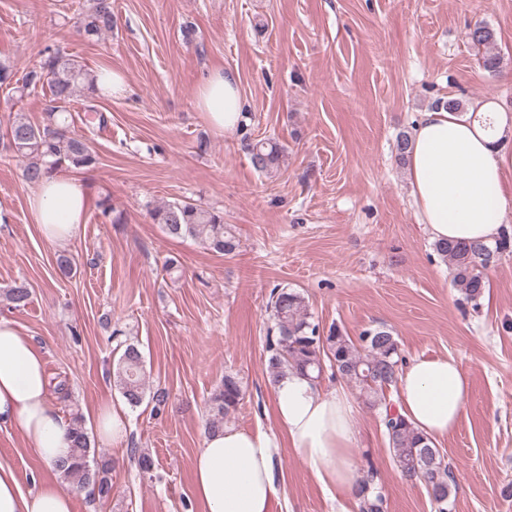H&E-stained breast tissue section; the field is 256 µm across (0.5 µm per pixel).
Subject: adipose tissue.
I'll return each mask as SVG.
<instances>
[{
	"instance_id": "adipose-tissue-1",
	"label": "adipose tissue",
	"mask_w": 512,
	"mask_h": 512,
	"mask_svg": "<svg viewBox=\"0 0 512 512\" xmlns=\"http://www.w3.org/2000/svg\"><path fill=\"white\" fill-rule=\"evenodd\" d=\"M197 101L216 130L235 129L245 109L237 73L213 69ZM408 161L413 201L434 241L489 242L499 235L512 208L504 188L512 165L511 113L485 101L466 112H426L412 133ZM88 197L85 182L59 172L38 183L27 203L43 237L64 244L79 235ZM467 387L456 359H415L397 374L398 411L429 438L447 437L463 415ZM272 391L278 431L228 426L205 435L193 459L194 495L205 512H274L283 494L285 443L325 487L353 497L349 397L321 390L293 370ZM8 428L20 430L49 466L70 448L71 423L50 403L42 355L13 320L0 318V430ZM0 512H74V501L54 480L23 492L13 470L0 464Z\"/></svg>"
}]
</instances>
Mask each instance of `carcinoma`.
Instances as JSON below:
<instances>
[{
  "label": "carcinoma",
  "mask_w": 512,
  "mask_h": 512,
  "mask_svg": "<svg viewBox=\"0 0 512 512\" xmlns=\"http://www.w3.org/2000/svg\"><path fill=\"white\" fill-rule=\"evenodd\" d=\"M114 15L112 0H89L83 16L85 36L99 38L112 31ZM472 44L483 50L482 63L486 71L494 73L501 67L500 56L493 52L494 33L480 23L470 31ZM48 86L50 92L49 122L34 126L20 117L7 128V140L0 143L3 149L21 154L29 159L23 169V178L37 184L47 175L61 169L90 170L98 158L89 140L75 135L64 117L66 104L83 88L96 94L94 76L78 60L49 47L41 51L39 64L23 77V87L38 84ZM253 167L266 175L280 169L283 149L271 139L248 144ZM153 223L172 238L199 240L218 254L230 255L239 247L231 226L224 223V214L213 208H204L189 201H172L149 211ZM435 251L448 263L452 284L464 298L478 303L487 288L486 271L504 252L512 248V238L502 237L492 246L483 241L436 242ZM14 307H23L30 298V289L24 282L14 285L5 293ZM267 309L275 324L276 334L267 337L269 381H274L289 369L320 377L323 360L356 390L364 403L383 414V424L389 447L392 448L397 467L408 481H419L438 512H448L454 477L444 457L434 443L418 431L402 415L390 414L392 405L387 401V391L396 386L399 365L398 344L391 330L385 327L364 331L353 340L331 327L320 331L319 325L310 322L304 297L292 288L276 287L271 292ZM124 330H112V340L119 357L112 365L113 384L127 403L139 406L145 396L144 361L139 348L123 339ZM243 399L240 381L233 375L224 381L209 400L210 431L224 428V419L232 414ZM95 453L84 426L83 417H72V445L70 454L55 464V470L70 486H91L102 499L112 496V468L103 463L90 467L89 458ZM374 475L370 474L356 485L359 512H384V496L373 487Z\"/></svg>",
  "instance_id": "obj_1"
}]
</instances>
